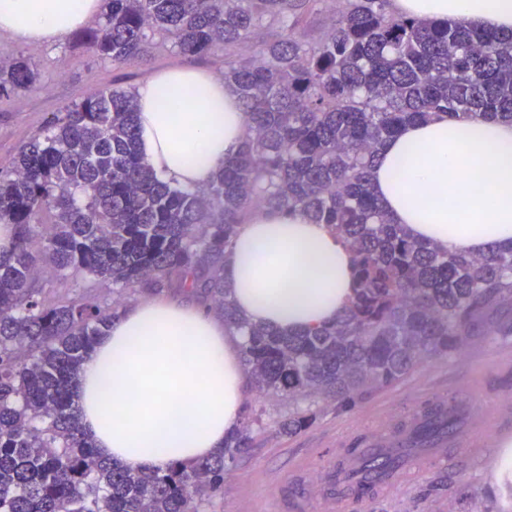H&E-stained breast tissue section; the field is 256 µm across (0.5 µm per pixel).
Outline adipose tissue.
Wrapping results in <instances>:
<instances>
[{"instance_id":"adipose-tissue-1","label":"adipose tissue","mask_w":512,"mask_h":512,"mask_svg":"<svg viewBox=\"0 0 512 512\" xmlns=\"http://www.w3.org/2000/svg\"><path fill=\"white\" fill-rule=\"evenodd\" d=\"M393 12L512 30V0H390ZM101 11V0H0V29L33 46L63 41ZM194 88L180 111L167 92ZM140 149L161 178L205 188L245 133L238 96L192 68L162 70L136 91ZM198 146L195 160L184 150ZM373 191L394 223L418 239L469 253L512 246V124L440 115L406 125L373 170ZM224 277L240 314L286 333L329 324L353 292L352 254L300 211H263L241 225ZM241 337L206 308L166 297L121 314L81 371L82 425L104 458L164 468L220 450L240 420Z\"/></svg>"}]
</instances>
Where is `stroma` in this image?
<instances>
[{
	"instance_id": "obj_1",
	"label": "stroma",
	"mask_w": 512,
	"mask_h": 512,
	"mask_svg": "<svg viewBox=\"0 0 512 512\" xmlns=\"http://www.w3.org/2000/svg\"><path fill=\"white\" fill-rule=\"evenodd\" d=\"M3 47L34 51L42 87L22 99H0V167L9 163L52 113L79 101L90 90L115 82L135 87L167 68H197L217 77L224 71L222 54L190 58L167 46L152 50L132 67L112 66L89 51L72 49L67 41L32 49L4 32L0 33V48ZM511 356L512 336L475 341L463 355L424 361L405 381L370 393L348 412H337L333 403H321L314 424L289 436L279 431V422L288 413L287 402L248 389L242 408L260 413L262 426L254 435L250 452L227 470L224 493L215 501V512H289L294 459L309 457L317 469L336 464L330 438L347 424H371V413L378 407L409 410L433 391L452 387L473 375L485 379L487 394L468 398L467 408L487 409L490 396L512 393V375L503 376L500 370ZM496 455L492 448L486 455L461 465L437 463L392 496L375 500L370 512H512L511 493L502 491L493 497L488 494L489 464Z\"/></svg>"
}]
</instances>
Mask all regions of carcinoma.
Returning <instances> with one entry per match:
<instances>
[{
    "label": "carcinoma",
    "instance_id": "cac0c4a2",
    "mask_svg": "<svg viewBox=\"0 0 512 512\" xmlns=\"http://www.w3.org/2000/svg\"><path fill=\"white\" fill-rule=\"evenodd\" d=\"M157 34L183 56L224 52L243 144L206 188L174 187L140 154L135 89L114 83L54 113L0 169V224L14 228L0 257V512H208L252 448L256 413L190 465L131 471L98 455L76 384L130 290L175 278L246 336L244 369L257 392L288 400V435L321 399L346 410L429 358L512 336V248L418 240L371 190L408 123L512 121V31L397 15L390 0H103L75 46L120 67ZM39 85L32 54L0 56L1 97ZM291 209L351 250L354 291L335 323L287 335L240 316L224 267L248 215ZM73 273L112 287V302L57 293Z\"/></svg>",
    "mask_w": 512,
    "mask_h": 512
}]
</instances>
